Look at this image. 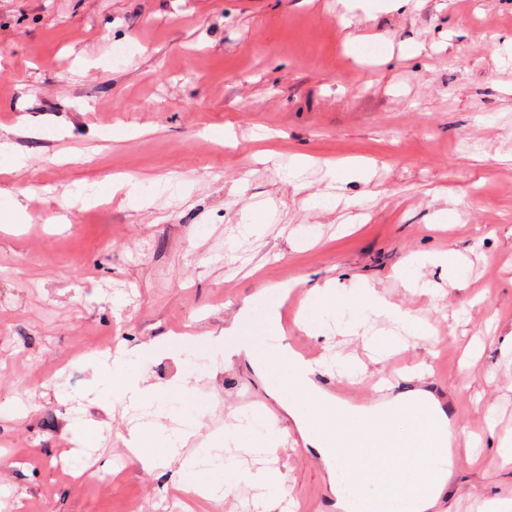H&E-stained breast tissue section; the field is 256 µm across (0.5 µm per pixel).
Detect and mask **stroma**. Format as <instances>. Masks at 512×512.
<instances>
[{"label": "stroma", "instance_id": "obj_1", "mask_svg": "<svg viewBox=\"0 0 512 512\" xmlns=\"http://www.w3.org/2000/svg\"><path fill=\"white\" fill-rule=\"evenodd\" d=\"M372 3L0 0V488L17 506L177 512V465L122 455L134 408H84L102 423L98 445L72 443L95 351L131 358L156 338L217 336L257 290L329 278L368 283L431 326L288 333L323 357L358 355L371 375L430 362L424 387L465 439L433 512L512 499L498 449L512 436V0ZM350 159L375 161L374 174L311 207ZM130 173L146 186L133 204L112 191ZM448 208L460 221L440 226ZM415 252L461 256L464 281L431 265L443 299L407 291L393 272ZM373 333L401 350L371 362ZM270 389L237 360L197 395L228 424L279 414ZM217 431L202 417V450L279 470L304 512H337L328 469L297 432L269 458ZM81 455L96 469L78 483L58 461Z\"/></svg>", "mask_w": 512, "mask_h": 512}]
</instances>
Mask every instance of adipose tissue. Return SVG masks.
<instances>
[{
  "instance_id": "ef3b65f1",
  "label": "adipose tissue",
  "mask_w": 512,
  "mask_h": 512,
  "mask_svg": "<svg viewBox=\"0 0 512 512\" xmlns=\"http://www.w3.org/2000/svg\"><path fill=\"white\" fill-rule=\"evenodd\" d=\"M434 262L447 266L451 278H460L461 270L453 255L430 253L410 255L396 276L404 287L439 298L438 289L432 288L420 274L421 268ZM268 296V289L263 288L246 298L223 335L202 336L190 345L158 339L143 344L137 360L125 361L116 356L109 362L93 363L84 400L96 407L109 399L131 406L155 407V421L131 428L123 437L122 444L130 455L166 464L178 463L183 479L197 487L206 503L220 504V497L213 494L215 487H223L229 494L239 484L248 483L262 491L256 512H277L288 496L285 478L279 471L260 468L238 472L217 463L210 474H202L196 468L195 459L183 452L188 440L196 435V428L171 429L166 421L177 415L201 416L208 408L207 403L193 401V384L204 377L216 378L222 366L215 362L199 364L198 354L221 352L229 359L243 358L262 377L267 376L271 367L280 366L284 373L275 394L280 407L302 427L303 438L323 462L343 468L353 483L352 499H345L341 494L336 497L341 512L349 502H364L369 493L383 490L410 497L421 512H430L439 503L450 472L440 469L437 481L432 484L419 479L421 469L430 462L428 449L416 444L417 439L429 432L424 414L432 406L429 397L420 393L412 404L395 401L366 419L355 408L319 388L313 381L315 366L303 367L296 359L287 358L286 345H279L274 356L260 360L250 338V326L253 311ZM306 309L302 325L315 336L321 334L325 319L339 320L350 312L359 319L384 318L417 332L425 327L421 317L389 303L375 288L356 283L340 285L333 279L310 290ZM164 355L176 357L182 364L181 375L170 385L152 382L145 369L148 362Z\"/></svg>"
}]
</instances>
